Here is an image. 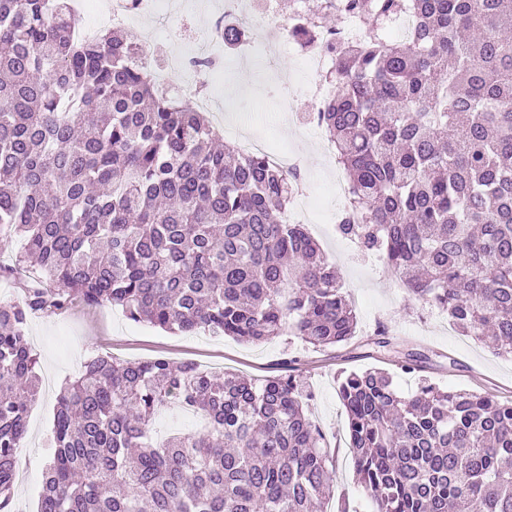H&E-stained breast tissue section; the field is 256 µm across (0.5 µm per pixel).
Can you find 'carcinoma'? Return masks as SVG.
<instances>
[{
	"instance_id": "1",
	"label": "carcinoma",
	"mask_w": 512,
	"mask_h": 512,
	"mask_svg": "<svg viewBox=\"0 0 512 512\" xmlns=\"http://www.w3.org/2000/svg\"><path fill=\"white\" fill-rule=\"evenodd\" d=\"M306 42L344 12L364 33L336 55V95L310 113L348 174L339 232L409 298L512 355V0H305ZM414 28L392 41L391 20ZM68 0H0V242L34 275L0 302V512H11L40 391L28 317L79 301L167 332L315 348L358 326L336 264L282 215L296 168L233 144L159 91L128 29L73 34ZM216 28L233 47L244 27ZM349 448L372 512H512V401L411 394L382 369L341 372ZM177 404L203 430L154 442ZM38 512H327L335 469L295 376L218 377L156 357L87 359L60 390Z\"/></svg>"
}]
</instances>
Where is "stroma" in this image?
<instances>
[{
  "mask_svg": "<svg viewBox=\"0 0 512 512\" xmlns=\"http://www.w3.org/2000/svg\"><path fill=\"white\" fill-rule=\"evenodd\" d=\"M186 7L180 30H162L150 14L136 16L135 26L155 37L150 45L152 66L165 67L177 54L194 56L193 35L214 34L218 0H186ZM221 53L222 73L206 89L227 104L228 121L242 123L250 136L287 151L289 163L300 169L303 198L311 208L304 227L339 268L343 290L357 314V333L347 343L316 349L292 336L255 345L203 331L172 334L133 322L120 308L109 305L76 304L63 312L32 314L27 336L38 358L41 390L30 409L28 434L19 451L13 512H37L42 472L53 455L51 428L61 386L87 358L101 353L126 361L162 355L218 374L231 369L255 379L294 369L303 392L310 396L309 414L325 433L335 457L336 495L348 499L353 512H371V504L347 448V418L337 397L341 371L383 368L392 371L400 390L408 393L416 389L418 379L398 372L397 367L413 352L425 358L426 378L442 388L512 400V359L459 335L447 316L433 307L411 301L376 256L359 253L339 232V168L322 151L316 129L307 122L313 100L307 93L309 77L300 69L297 54L282 52L277 69L272 70L262 57L244 60L227 47ZM284 96L301 118L299 124L286 128L268 119L279 111ZM381 326L389 333L384 348L375 342Z\"/></svg>",
  "mask_w": 512,
  "mask_h": 512,
  "instance_id": "obj_1",
  "label": "stroma"
}]
</instances>
